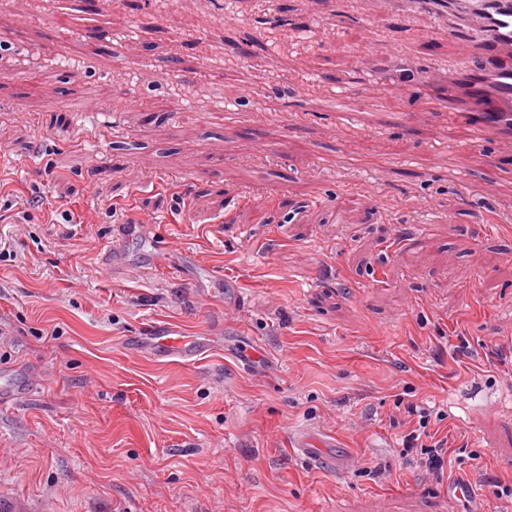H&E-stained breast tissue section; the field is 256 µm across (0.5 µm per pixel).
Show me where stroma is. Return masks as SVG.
Listing matches in <instances>:
<instances>
[{"mask_svg":"<svg viewBox=\"0 0 512 512\" xmlns=\"http://www.w3.org/2000/svg\"><path fill=\"white\" fill-rule=\"evenodd\" d=\"M137 2L0 0V387L24 386L0 405V496L495 512L512 476V147L458 135L424 84L405 100L387 85L395 47L447 59V29L347 0ZM339 83L367 125L337 129ZM130 219L146 236L113 251ZM151 323L253 339L264 368L133 353ZM412 403L448 440L442 478L402 456ZM295 429L336 434L332 466L287 448ZM460 479L473 495L449 498Z\"/></svg>","mask_w":512,"mask_h":512,"instance_id":"obj_1","label":"stroma"}]
</instances>
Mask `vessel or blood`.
Here are the masks:
<instances>
[{
    "label": "vessel or blood",
    "mask_w": 512,
    "mask_h": 512,
    "mask_svg": "<svg viewBox=\"0 0 512 512\" xmlns=\"http://www.w3.org/2000/svg\"><path fill=\"white\" fill-rule=\"evenodd\" d=\"M365 13L408 16L417 6H432L456 56L448 66L427 68L410 60L393 82L407 95L417 80H424L434 105L448 114L449 123L470 131L477 144L489 140L512 145V0H362ZM341 125L362 121L348 90L328 97ZM135 352L155 361L194 364L217 349L208 336H190L176 326L155 324L132 337ZM289 446L305 457L325 462L322 443L304 432L291 435Z\"/></svg>",
    "instance_id": "vessel-or-blood-1"
}]
</instances>
